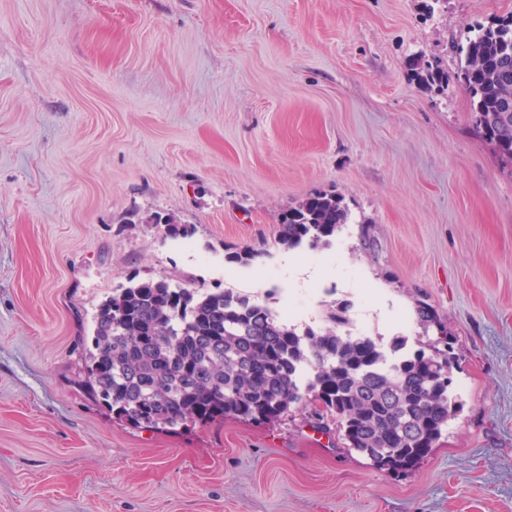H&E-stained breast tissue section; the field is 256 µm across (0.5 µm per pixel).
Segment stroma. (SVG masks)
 Masks as SVG:
<instances>
[{
	"label": "stroma",
	"mask_w": 512,
	"mask_h": 512,
	"mask_svg": "<svg viewBox=\"0 0 512 512\" xmlns=\"http://www.w3.org/2000/svg\"><path fill=\"white\" fill-rule=\"evenodd\" d=\"M512 0H0V512H512V166L456 80ZM448 70L419 84L413 62ZM317 193L349 222L278 242ZM189 227L179 248L156 215ZM249 250L246 265L229 254ZM230 289L416 349L460 410L407 475L297 413L171 434L78 384L129 278Z\"/></svg>",
	"instance_id": "stroma-1"
}]
</instances>
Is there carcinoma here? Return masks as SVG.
Wrapping results in <instances>:
<instances>
[{"label":"carcinoma","mask_w":512,"mask_h":512,"mask_svg":"<svg viewBox=\"0 0 512 512\" xmlns=\"http://www.w3.org/2000/svg\"><path fill=\"white\" fill-rule=\"evenodd\" d=\"M461 53L457 79L469 94L472 129L512 165V14L478 28ZM417 77L448 83L432 63ZM347 223L338 197L316 194L282 216L278 241L316 249ZM414 312L425 339L392 362L407 341L386 347L351 335L343 308L328 312L326 327L300 329L229 289L132 277L94 315L79 376L113 418L141 429L178 431L226 417L264 424L310 406L312 427L324 430L331 418L346 448L379 470L407 474L457 410L448 329L428 303L416 301Z\"/></svg>","instance_id":"carcinoma-1"}]
</instances>
